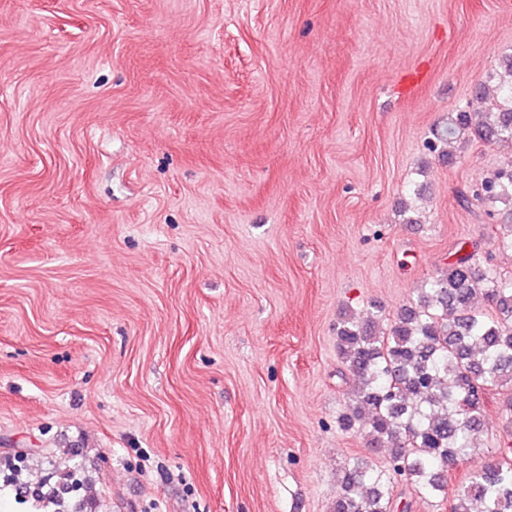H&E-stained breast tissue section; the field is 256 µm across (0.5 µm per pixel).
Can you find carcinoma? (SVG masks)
Returning <instances> with one entry per match:
<instances>
[{
    "mask_svg": "<svg viewBox=\"0 0 512 512\" xmlns=\"http://www.w3.org/2000/svg\"><path fill=\"white\" fill-rule=\"evenodd\" d=\"M502 102L473 107L448 117L427 149L437 151L467 130L488 143L512 140V59L500 79ZM512 199V169L483 180L461 193L466 207ZM483 294L491 309L474 305ZM377 314L343 319L336 329L337 348L349 370L360 377L347 411L346 431L365 432L372 448L386 449L384 466L354 459L340 477L332 512H409L395 499L399 483L448 505V512H512V447L475 466L465 483L448 492V476L475 457L474 441L484 430L486 395L506 389L501 414L512 424V282L503 281L464 254L430 278L416 300L402 308L389 332L374 330ZM29 455L0 458V473L24 498L68 512L71 493L88 480L67 462L48 461L56 480L31 485L22 477Z\"/></svg>",
    "mask_w": 512,
    "mask_h": 512,
    "instance_id": "carcinoma-1",
    "label": "carcinoma"
}]
</instances>
